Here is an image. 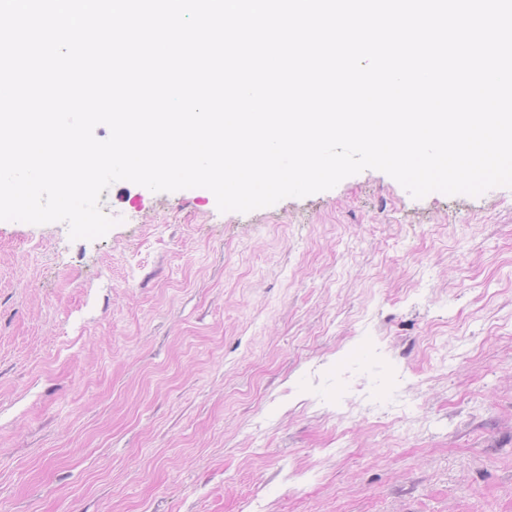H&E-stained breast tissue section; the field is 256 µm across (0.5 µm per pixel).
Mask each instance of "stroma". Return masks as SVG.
<instances>
[{
  "instance_id": "35a3bbf8",
  "label": "stroma",
  "mask_w": 512,
  "mask_h": 512,
  "mask_svg": "<svg viewBox=\"0 0 512 512\" xmlns=\"http://www.w3.org/2000/svg\"><path fill=\"white\" fill-rule=\"evenodd\" d=\"M0 221V512H512V188Z\"/></svg>"
}]
</instances>
